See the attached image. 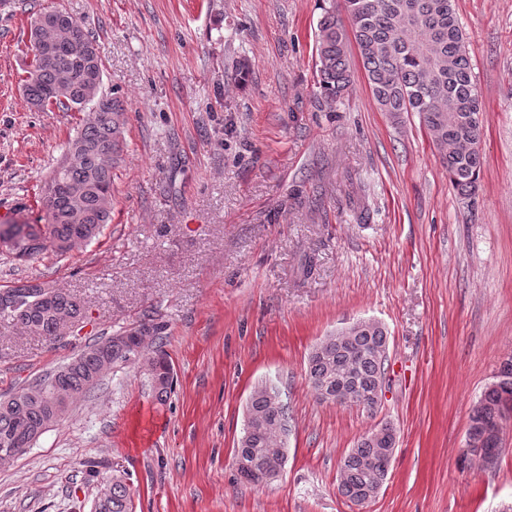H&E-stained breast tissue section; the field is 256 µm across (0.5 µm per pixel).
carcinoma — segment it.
Masks as SVG:
<instances>
[{
    "label": "carcinoma",
    "mask_w": 512,
    "mask_h": 512,
    "mask_svg": "<svg viewBox=\"0 0 512 512\" xmlns=\"http://www.w3.org/2000/svg\"><path fill=\"white\" fill-rule=\"evenodd\" d=\"M73 25L85 38L81 20L50 6L31 21L32 71L24 83L27 103L85 113L77 136L68 143L63 163L42 188L44 223L0 225L24 247L18 260L46 252L64 255L92 242L112 221V169L121 146L122 102L101 94L103 59L98 45L82 55L60 47L46 53L36 43L57 40L55 27ZM356 43L372 97L395 122L416 113L440 151L452 188L463 199L478 190L483 165L480 142L481 105L455 0H323L316 32V84L323 105L336 111L353 83L350 46ZM0 317L28 334L48 340L67 322H83L81 301L44 282H26L0 290ZM166 325L145 317L133 328L116 332L81 350L60 368L45 374L34 390L0 395V441H33L51 423L63 419L78 398L103 378L105 362L133 366L147 376L158 400L171 393L172 365L163 350ZM388 330L379 321L352 323L347 331L324 337L308 358L309 384L318 399L323 390L338 393V405L355 404L368 412L376 405L368 395L381 385L387 364ZM512 418V357L472 407L467 431L480 451L474 456L492 464L500 452L495 430ZM278 410L265 385L251 393L246 421L255 427L238 440L236 461L242 479L263 484L287 460V438ZM397 429L386 422L381 436L360 438L340 460L339 494L355 506L373 501L387 481ZM96 512H131L130 487L124 476L112 477Z\"/></svg>",
    "instance_id": "cac0c4a2"
}]
</instances>
